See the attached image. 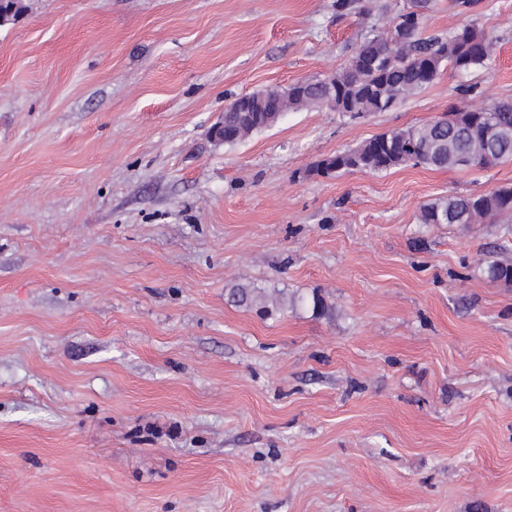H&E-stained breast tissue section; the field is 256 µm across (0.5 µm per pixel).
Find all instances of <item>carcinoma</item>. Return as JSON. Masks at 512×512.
<instances>
[{"label":"carcinoma","instance_id":"cac0c4a2","mask_svg":"<svg viewBox=\"0 0 512 512\" xmlns=\"http://www.w3.org/2000/svg\"><path fill=\"white\" fill-rule=\"evenodd\" d=\"M431 0H409L389 26L366 37L340 71L323 79L298 81L285 90L261 91L234 99L219 137L226 144L270 127L288 109L333 108L360 118L386 112L434 82L445 66L467 73L492 57L493 40L471 23L423 36ZM468 157L480 168L512 160V102L467 105L446 118L394 129L358 147L328 155L313 168L322 176L346 171L382 172L401 166L461 167ZM512 214V185L487 194L451 196L422 207V224H475ZM489 278L512 286V261L488 265ZM229 298L238 306L268 314L285 306L281 293L235 285Z\"/></svg>","mask_w":512,"mask_h":512}]
</instances>
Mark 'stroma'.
Masks as SVG:
<instances>
[{
  "label": "stroma",
  "instance_id": "obj_1",
  "mask_svg": "<svg viewBox=\"0 0 512 512\" xmlns=\"http://www.w3.org/2000/svg\"><path fill=\"white\" fill-rule=\"evenodd\" d=\"M23 4L0 25V512H512L504 219L418 220L512 160L312 172L460 84L511 101L512 0L470 18L489 68L233 145L225 106L331 75L403 0ZM238 284L292 303L259 315Z\"/></svg>",
  "mask_w": 512,
  "mask_h": 512
}]
</instances>
